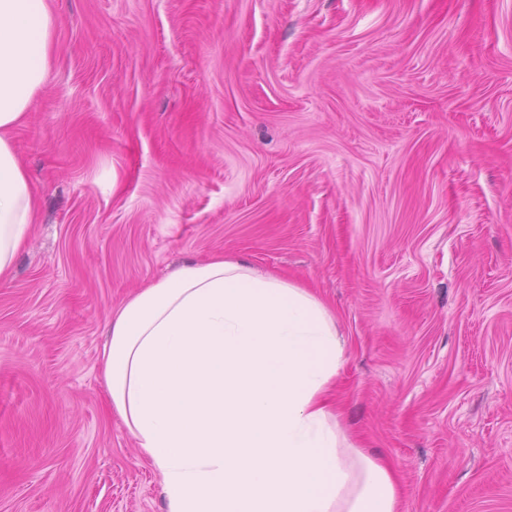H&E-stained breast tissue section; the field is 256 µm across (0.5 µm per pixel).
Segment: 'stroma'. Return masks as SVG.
Returning <instances> with one entry per match:
<instances>
[{
    "label": "stroma",
    "mask_w": 512,
    "mask_h": 512,
    "mask_svg": "<svg viewBox=\"0 0 512 512\" xmlns=\"http://www.w3.org/2000/svg\"><path fill=\"white\" fill-rule=\"evenodd\" d=\"M13 143L40 218L0 281V512H165L106 322L216 255L313 288L346 431L399 512H512V0H53Z\"/></svg>",
    "instance_id": "obj_1"
}]
</instances>
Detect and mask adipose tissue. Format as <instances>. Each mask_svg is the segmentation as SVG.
Returning a JSON list of instances; mask_svg holds the SVG:
<instances>
[{
	"instance_id": "1",
	"label": "adipose tissue",
	"mask_w": 512,
	"mask_h": 512,
	"mask_svg": "<svg viewBox=\"0 0 512 512\" xmlns=\"http://www.w3.org/2000/svg\"><path fill=\"white\" fill-rule=\"evenodd\" d=\"M56 24L52 0H0V280L38 222L12 134L48 79ZM346 348L312 289L218 255L123 301L100 373L166 512H398L395 473L330 400Z\"/></svg>"
}]
</instances>
